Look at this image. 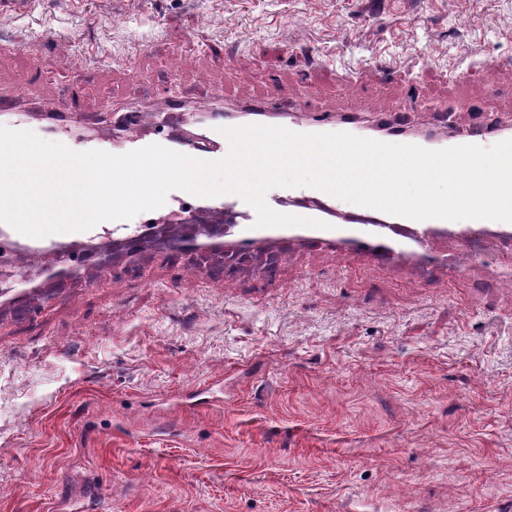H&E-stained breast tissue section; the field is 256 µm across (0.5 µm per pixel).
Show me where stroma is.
<instances>
[{"label": "stroma", "mask_w": 512, "mask_h": 512, "mask_svg": "<svg viewBox=\"0 0 512 512\" xmlns=\"http://www.w3.org/2000/svg\"><path fill=\"white\" fill-rule=\"evenodd\" d=\"M73 33L98 71L59 67ZM1 40L5 81L38 55L47 95L78 85L89 112L134 61L150 110L287 85L374 124L412 85L426 109L396 122L428 133L468 66V121L512 125V0H0ZM184 236L0 300V512H512V241L476 232L452 279L428 257Z\"/></svg>", "instance_id": "obj_1"}]
</instances>
